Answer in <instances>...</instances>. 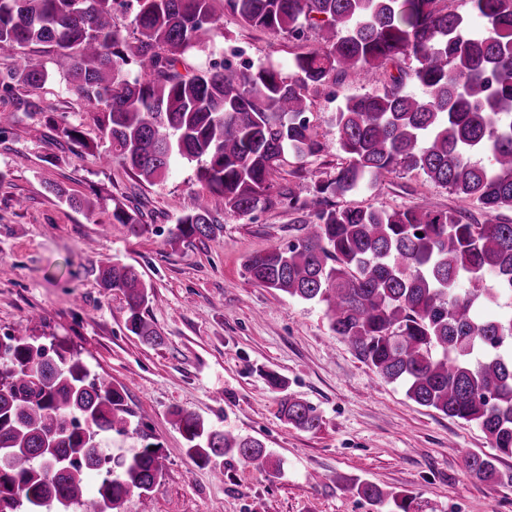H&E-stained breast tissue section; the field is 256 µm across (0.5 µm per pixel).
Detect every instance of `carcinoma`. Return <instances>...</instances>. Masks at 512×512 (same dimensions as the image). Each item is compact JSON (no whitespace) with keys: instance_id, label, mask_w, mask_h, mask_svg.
<instances>
[{"instance_id":"obj_1","label":"carcinoma","mask_w":512,"mask_h":512,"mask_svg":"<svg viewBox=\"0 0 512 512\" xmlns=\"http://www.w3.org/2000/svg\"><path fill=\"white\" fill-rule=\"evenodd\" d=\"M116 0H0V49L50 43L71 60L69 85L96 110L101 138L143 181L166 179L178 159L197 162L196 179L224 197V210L246 214L279 202L312 212L304 234L285 247L248 256L258 284L323 303L331 331L384 381L417 404L477 424L493 448L512 456V314L484 318L478 302L512 297V0H469L483 21L475 35L454 0H135L130 42L112 23ZM250 27L298 34L321 31V45L298 53L293 74L274 67L179 72L185 49L214 37L224 13ZM403 59L389 85L346 100L336 111L346 162L310 199L272 192L285 156H315L323 144L305 113L312 87L351 77L366 82ZM131 69L144 73L128 79ZM16 83L42 86L47 71L23 55ZM422 89L406 90L407 82ZM57 135L91 148L76 126ZM417 171L451 193L475 200L483 220L426 203L407 208H338L330 198L386 173ZM112 223L148 232L139 212L117 204ZM223 228L205 197L182 215L170 243L210 239ZM423 236H417V233ZM106 292L124 293L127 327L159 345L145 320L150 302L135 267H97ZM494 287H487L488 282ZM279 413L311 431L319 417L288 394ZM125 390L83 361L36 336L0 340V512H75L84 480L99 473L94 512H116L132 496L149 506L162 475L151 436L129 458L108 462L103 439L130 426ZM186 452L207 466L235 453L269 467L263 444L174 412ZM468 473L508 481L495 459L472 454ZM350 490L376 512H412V497L357 480Z\"/></svg>"}]
</instances>
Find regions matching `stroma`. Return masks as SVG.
<instances>
[{"label": "stroma", "instance_id": "stroma-1", "mask_svg": "<svg viewBox=\"0 0 512 512\" xmlns=\"http://www.w3.org/2000/svg\"><path fill=\"white\" fill-rule=\"evenodd\" d=\"M319 32L275 34L225 14L209 47L190 48L180 71L212 64L272 66L290 72L296 53L318 47ZM48 79L40 88L0 89V337L43 336L76 353L93 373L124 388L133 431L112 435L106 451L139 450V431L160 445L163 473L151 494L153 512H374L353 494L352 480L413 496V512H512V485L481 481L465 467L470 454L490 453L473 423L420 406L402 387L381 380L333 334L324 305L263 287L246 276L245 258L286 244L310 223L308 210L274 204L247 214L224 209L205 194L193 164L166 181H139L119 161L100 162L93 108L68 83V61L48 44L27 46ZM350 78L310 88L308 117L326 149L287 155L274 186L306 197L330 180L345 156L336 144L335 116L346 98L364 93ZM79 127L87 152L59 138L42 112ZM63 186L85 201L77 209L54 192ZM206 195L223 229L215 237L169 244L178 217ZM139 206L149 233L128 234L113 223L114 201ZM427 201L438 210L478 213L477 203L417 172H395L373 185L334 197L337 207L402 208ZM135 266L154 300L145 310L163 336L144 343L126 325L121 293L96 282L100 260ZM277 373L285 391L272 389ZM314 408L320 425L298 429L278 414L281 393ZM260 440L279 474L260 472L238 456L201 466L185 452L175 410Z\"/></svg>", "mask_w": 512, "mask_h": 512}]
</instances>
